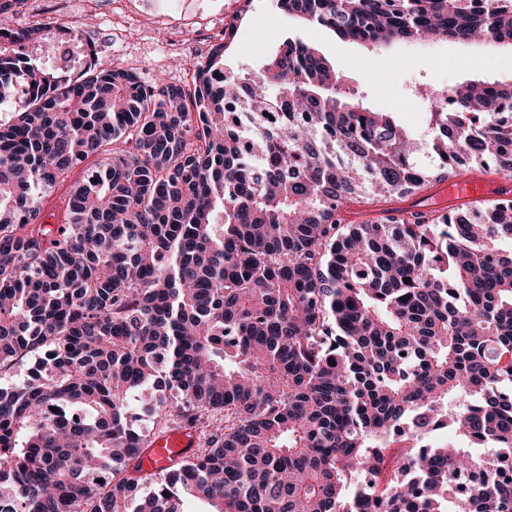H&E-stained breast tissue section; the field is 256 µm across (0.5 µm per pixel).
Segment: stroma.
I'll return each instance as SVG.
<instances>
[{"mask_svg":"<svg viewBox=\"0 0 512 512\" xmlns=\"http://www.w3.org/2000/svg\"><path fill=\"white\" fill-rule=\"evenodd\" d=\"M112 0H97L90 15L74 16L84 26L83 38L95 40L101 66L134 71L144 84L179 82L178 64L153 34L125 37L111 22ZM242 14V13H241ZM314 44L341 79L342 87L371 109L392 113L410 131L424 127V102L417 94L426 83L438 87L469 80H512V48L491 41H430L372 48L289 20L276 0H251L237 25L224 64L260 69L287 37Z\"/></svg>","mask_w":512,"mask_h":512,"instance_id":"stroma-1","label":"stroma"}]
</instances>
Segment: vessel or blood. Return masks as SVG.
Here are the masks:
<instances>
[{
	"instance_id": "obj_1",
	"label": "vessel or blood",
	"mask_w": 512,
	"mask_h": 512,
	"mask_svg": "<svg viewBox=\"0 0 512 512\" xmlns=\"http://www.w3.org/2000/svg\"><path fill=\"white\" fill-rule=\"evenodd\" d=\"M488 200H512V178L501 174H457L422 193L418 210L439 212ZM199 446L197 433L186 427H171L156 435L143 459L145 469H161L185 458Z\"/></svg>"
}]
</instances>
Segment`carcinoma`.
Segmentation results:
<instances>
[{"mask_svg": "<svg viewBox=\"0 0 512 512\" xmlns=\"http://www.w3.org/2000/svg\"><path fill=\"white\" fill-rule=\"evenodd\" d=\"M18 2L0 0V372L38 366L0 387V512H512V200L347 218L511 174L512 83L431 88L419 138L302 38L225 77L251 0L185 87L41 67L57 32L16 29ZM276 5L370 47H512V0ZM77 167L48 228L40 201ZM208 411L224 424L200 448L143 469L154 428Z\"/></svg>", "mask_w": 512, "mask_h": 512, "instance_id": "obj_1", "label": "carcinoma"}]
</instances>
